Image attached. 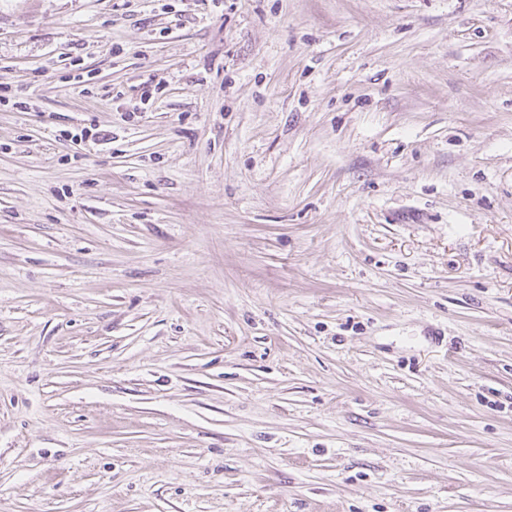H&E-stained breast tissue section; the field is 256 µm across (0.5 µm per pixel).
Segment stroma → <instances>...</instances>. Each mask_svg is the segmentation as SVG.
I'll return each instance as SVG.
<instances>
[{
  "instance_id": "1",
  "label": "stroma",
  "mask_w": 512,
  "mask_h": 512,
  "mask_svg": "<svg viewBox=\"0 0 512 512\" xmlns=\"http://www.w3.org/2000/svg\"><path fill=\"white\" fill-rule=\"evenodd\" d=\"M1 95L0 512H512V0H0Z\"/></svg>"
}]
</instances>
